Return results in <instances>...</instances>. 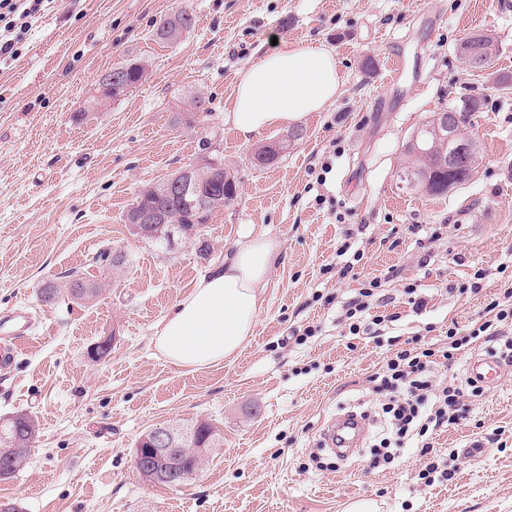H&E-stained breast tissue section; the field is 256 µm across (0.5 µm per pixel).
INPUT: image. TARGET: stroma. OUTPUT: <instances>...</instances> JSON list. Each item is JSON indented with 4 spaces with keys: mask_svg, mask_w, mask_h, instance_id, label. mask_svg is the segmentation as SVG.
Masks as SVG:
<instances>
[{
    "mask_svg": "<svg viewBox=\"0 0 512 512\" xmlns=\"http://www.w3.org/2000/svg\"><path fill=\"white\" fill-rule=\"evenodd\" d=\"M496 0H52L20 56L0 63V312L23 308L31 338L0 374V417L38 422L28 463L0 480V500L21 512H345L370 499L378 512H512V366L494 391L466 399L458 423L394 439L374 374L394 347L446 349L448 329L467 335L512 285V16ZM186 11L196 23L178 41L156 39L160 20ZM494 34L481 73L456 48L471 32ZM331 48L341 92L322 111L246 141L228 117L241 76L271 50ZM402 57L399 77L390 64ZM372 68H364L365 60ZM138 61L143 82L96 109L108 70ZM486 99L463 128L482 161L441 196L398 178L403 146L434 112ZM205 98L206 121L190 120ZM298 139L258 167L255 148ZM239 181L236 201L215 210L197 240L154 245L134 237L126 213L143 186L204 159ZM280 245L261 287L252 336L223 363L193 369L155 348L158 325L224 262L244 228ZM377 278L388 322L351 335L344 307L361 280L340 277L342 244ZM125 267L89 260L103 245ZM80 270L102 284L96 300L61 295L50 278ZM485 277L474 281L477 270ZM479 293H471L473 283ZM416 288L424 308L410 304ZM311 329L304 341L293 331ZM110 339L109 355L90 357ZM366 413L369 432L351 457L322 450L326 424ZM205 419L224 446L180 486L145 481L135 444L160 424ZM111 432L103 439L101 430ZM391 438L390 462L374 446ZM482 442L480 460L462 456Z\"/></svg>",
    "mask_w": 512,
    "mask_h": 512,
    "instance_id": "obj_1",
    "label": "stroma"
}]
</instances>
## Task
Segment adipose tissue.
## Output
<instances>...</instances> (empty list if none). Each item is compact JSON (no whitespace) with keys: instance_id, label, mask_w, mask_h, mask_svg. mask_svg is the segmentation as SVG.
I'll use <instances>...</instances> for the list:
<instances>
[{"instance_id":"adipose-tissue-1","label":"adipose tissue","mask_w":512,"mask_h":512,"mask_svg":"<svg viewBox=\"0 0 512 512\" xmlns=\"http://www.w3.org/2000/svg\"><path fill=\"white\" fill-rule=\"evenodd\" d=\"M342 85L334 51L280 44L240 78L229 118L243 139L318 112ZM278 253L275 240L244 231L223 266L201 279L159 325L155 344L173 365L199 368L234 356L253 333L259 288Z\"/></svg>"}]
</instances>
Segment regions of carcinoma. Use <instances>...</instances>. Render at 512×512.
I'll list each match as a JSON object with an SVG mask.
<instances>
[{"mask_svg":"<svg viewBox=\"0 0 512 512\" xmlns=\"http://www.w3.org/2000/svg\"><path fill=\"white\" fill-rule=\"evenodd\" d=\"M195 20L192 14L183 12L171 19H164L159 22L158 39L168 40V34L171 30L182 27L190 30ZM474 37L483 47L486 55V66H491L493 57L497 53V43L494 36L477 32ZM145 69L138 63L126 65L124 79L120 86L113 89L112 93L103 96L101 101H117L129 94L143 80ZM482 99L478 97H468L460 102L450 103L444 108L446 112H456L460 115V125L470 122L471 117L482 111ZM426 149L429 155L423 156L415 150L410 143L405 144L404 151L409 157L410 162L402 168L401 174L407 176L417 169L426 168L431 174V182L426 187V193L429 195L444 194L449 186L460 185L469 181L474 170L467 166H459L450 172L447 169L438 166L434 159L441 152V144L435 142L432 135L427 133ZM238 194V183L224 182L220 188L213 190L208 195L205 203H200L194 197L186 199L175 197L165 193L159 185H153L139 191L133 200V205H140L147 209L159 210L167 217L169 224H181L183 226L197 228L208 223L212 212L224 205L232 203ZM90 262L105 269L116 270L123 266V263H112V248L104 247L98 250L91 258ZM186 428L194 433V442L183 444L182 447L173 450V455L178 461V466L171 473L167 484L171 486L180 485L190 479V474L196 468L198 461L195 455V447L215 448L219 445L218 438L214 428L206 421H196L186 425ZM37 429L35 420L31 415L16 422H5L0 424V479L11 478L30 456L36 442Z\"/></svg>","mask_w":512,"mask_h":512,"instance_id":"cac0c4a2","label":"carcinoma"}]
</instances>
